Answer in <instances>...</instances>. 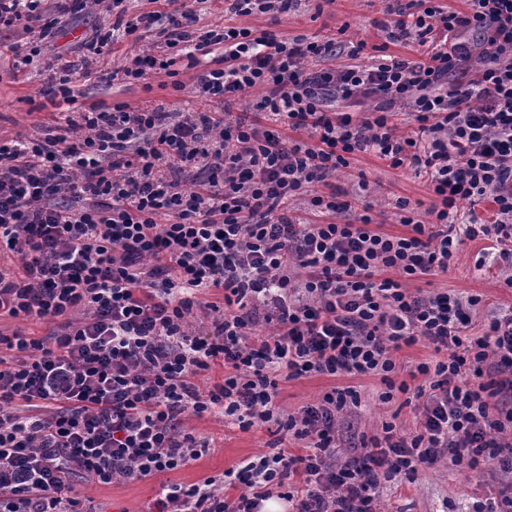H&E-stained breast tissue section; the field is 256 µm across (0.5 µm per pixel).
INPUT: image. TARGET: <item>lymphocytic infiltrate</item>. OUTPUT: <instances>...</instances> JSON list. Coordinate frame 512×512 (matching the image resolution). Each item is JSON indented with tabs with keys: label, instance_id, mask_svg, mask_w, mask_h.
<instances>
[{
	"label": "lymphocytic infiltrate",
	"instance_id": "lymphocytic-infiltrate-1",
	"mask_svg": "<svg viewBox=\"0 0 512 512\" xmlns=\"http://www.w3.org/2000/svg\"><path fill=\"white\" fill-rule=\"evenodd\" d=\"M44 2L0 0V30L27 36L12 47L15 71L41 57L58 15L100 8L114 22L81 41V65L48 63L55 123L0 139V253L18 261L0 272V314L60 322L41 339L0 336V512H80L77 473L110 484L178 470L208 449L184 417L216 412L245 430L275 422L301 451L241 465L226 487L166 485L155 512H264L270 484L287 478L304 485L283 495L292 512H375L381 479L444 457L474 472L497 461L509 480L473 512H512V312L478 323L479 297L409 287L447 271L464 240L485 239L512 288V0H467L464 11L393 0L389 40L416 42L424 57L318 71L307 61L335 56L334 40L242 23L298 0H228L239 25L203 33L196 0L132 17L125 0H56L54 18ZM157 24L163 40L100 68L116 31L145 41ZM469 30L477 47L459 40ZM182 61L199 97L259 96L229 119L86 104L74 87L162 75L179 91ZM370 96L381 103L364 115L331 108ZM366 150L427 174V221L401 197L402 233L367 214L336 223L350 208L341 189L310 187ZM305 192L304 212L286 209ZM465 201L489 202V217H460ZM206 290L220 299L203 301ZM196 310L209 332L188 331ZM259 324L266 335L252 336ZM419 343L435 352L414 367L422 384L395 381L394 352ZM218 363L223 383L201 392L197 377ZM311 374L379 377L384 399L412 394L418 426L384 425L361 439L360 456L337 462L353 387L274 416L280 380Z\"/></svg>",
	"mask_w": 512,
	"mask_h": 512
}]
</instances>
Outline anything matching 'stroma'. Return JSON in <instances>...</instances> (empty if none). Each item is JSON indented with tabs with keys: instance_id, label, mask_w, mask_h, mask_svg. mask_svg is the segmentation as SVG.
I'll use <instances>...</instances> for the list:
<instances>
[{
	"instance_id": "stroma-1",
	"label": "stroma",
	"mask_w": 512,
	"mask_h": 512,
	"mask_svg": "<svg viewBox=\"0 0 512 512\" xmlns=\"http://www.w3.org/2000/svg\"><path fill=\"white\" fill-rule=\"evenodd\" d=\"M388 0H303L302 4L280 15L277 24H270L267 17L251 18L250 26L258 29L275 27L283 37L318 35L336 38L341 44L333 60L311 63V70L329 65H348L359 62L371 64L378 59V46H386L388 54L416 57L414 47L389 43L380 25L390 22L387 14ZM106 13L85 14L68 19L53 41L54 53L67 60L79 61L82 52L79 43L98 24L111 23ZM22 33L5 30L0 32V137L35 133L41 123L51 122L56 108L45 95L46 73L42 67H27L21 74H14L11 45L23 43ZM365 42L366 48L359 59H351L347 52L349 43ZM194 70L181 69L179 79L182 91L166 86L163 77L152 76L146 81L127 85L115 82L109 85L96 81L78 80L77 87L86 102L107 106L124 103L130 107L162 104L180 112H215L218 104L196 96L193 91ZM366 180V191H359L358 180ZM345 189L354 200L350 211L338 214V221L356 219L363 210H370L376 221L382 222L384 231L401 232L397 211V197L422 203L424 209L419 219H426L425 209L434 197L427 179L409 168H393L373 152L360 153L351 162L349 173L328 176L326 183L315 184V191L325 185ZM486 243L482 240L465 241L459 246L455 260L447 272L430 276L429 280H416V287L425 286L438 291L482 298V310L512 307V288L506 287L499 274L495 255H483ZM354 386L359 392V405L342 422L343 448L337 453L338 461L352 455L351 446L362 436L380 433L383 424L392 423L397 428L412 432L418 426L413 406L407 405L404 395L382 400L385 390L376 377H329L308 375L281 382L275 404L281 415L296 414L313 403L324 393L338 386ZM186 432L207 441L209 449L187 466L140 479L112 484H100L82 476L73 482L78 496L92 512H149L163 485L180 483L191 485L206 478L223 479L225 471L236 468L242 461L256 459L271 453L278 438L276 427L264 423L247 430L224 420L219 415L186 418ZM505 478L496 464H487L481 473L440 462L430 468L420 469L415 480L399 475L382 483L377 491L378 512H470L475 501L497 496Z\"/></svg>"
}]
</instances>
